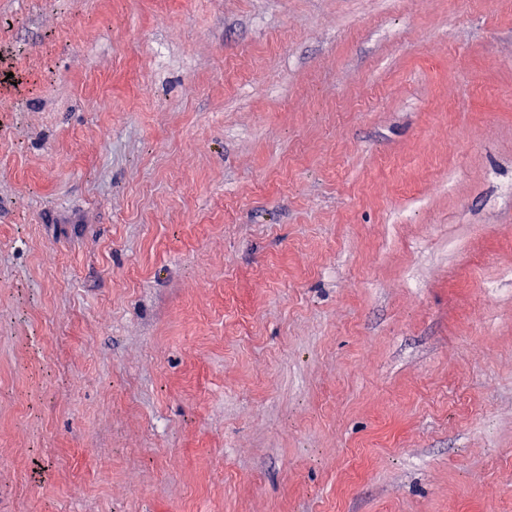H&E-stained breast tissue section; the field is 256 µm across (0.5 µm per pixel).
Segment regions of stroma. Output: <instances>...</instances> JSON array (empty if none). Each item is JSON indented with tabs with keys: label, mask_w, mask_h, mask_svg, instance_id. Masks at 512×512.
Wrapping results in <instances>:
<instances>
[{
	"label": "stroma",
	"mask_w": 512,
	"mask_h": 512,
	"mask_svg": "<svg viewBox=\"0 0 512 512\" xmlns=\"http://www.w3.org/2000/svg\"><path fill=\"white\" fill-rule=\"evenodd\" d=\"M0 65V512H512V0H0Z\"/></svg>",
	"instance_id": "35a3bbf8"
}]
</instances>
